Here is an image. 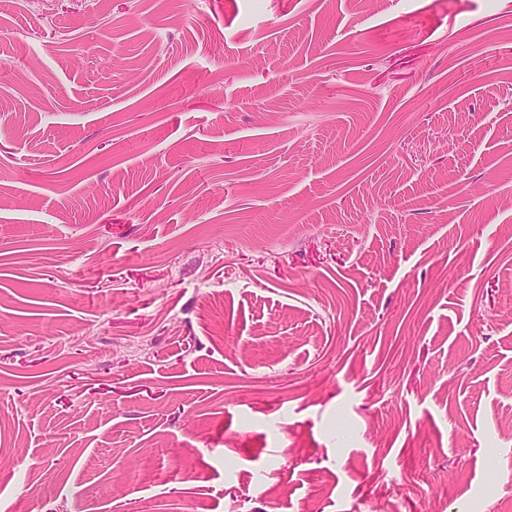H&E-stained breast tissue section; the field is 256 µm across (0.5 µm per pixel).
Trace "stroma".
Returning <instances> with one entry per match:
<instances>
[{
  "instance_id": "35a3bbf8",
  "label": "stroma",
  "mask_w": 512,
  "mask_h": 512,
  "mask_svg": "<svg viewBox=\"0 0 512 512\" xmlns=\"http://www.w3.org/2000/svg\"><path fill=\"white\" fill-rule=\"evenodd\" d=\"M0 512H512V0H0Z\"/></svg>"
}]
</instances>
